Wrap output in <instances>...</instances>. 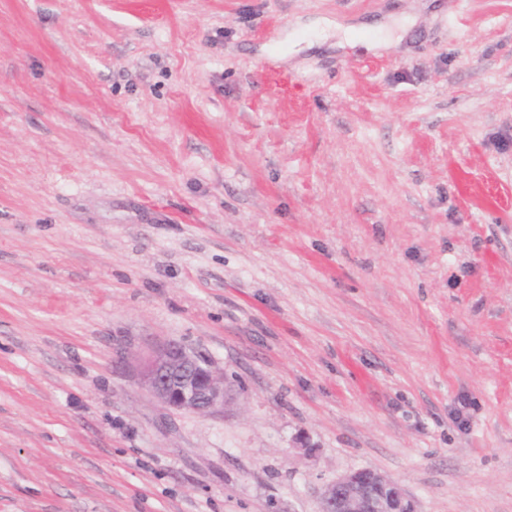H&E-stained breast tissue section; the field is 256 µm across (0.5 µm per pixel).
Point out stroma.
I'll return each instance as SVG.
<instances>
[{"instance_id":"35a3bbf8","label":"stroma","mask_w":512,"mask_h":512,"mask_svg":"<svg viewBox=\"0 0 512 512\" xmlns=\"http://www.w3.org/2000/svg\"><path fill=\"white\" fill-rule=\"evenodd\" d=\"M501 139L512 0H0V512H512ZM139 381L159 402L181 412H220L230 398L224 374L199 352L175 340L152 348L139 372ZM321 505V512H416L395 481L367 468L328 484Z\"/></svg>"}]
</instances>
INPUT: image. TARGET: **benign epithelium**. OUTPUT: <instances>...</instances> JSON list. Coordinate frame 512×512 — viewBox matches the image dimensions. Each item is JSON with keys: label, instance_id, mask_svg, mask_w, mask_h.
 I'll return each mask as SVG.
<instances>
[{"label": "benign epithelium", "instance_id": "7a95c632", "mask_svg": "<svg viewBox=\"0 0 512 512\" xmlns=\"http://www.w3.org/2000/svg\"><path fill=\"white\" fill-rule=\"evenodd\" d=\"M139 381L159 402L181 412H221L230 398L224 374L199 352L175 340L152 348ZM321 505V512H415L395 481L367 468L328 484L321 493Z\"/></svg>", "mask_w": 512, "mask_h": 512}]
</instances>
